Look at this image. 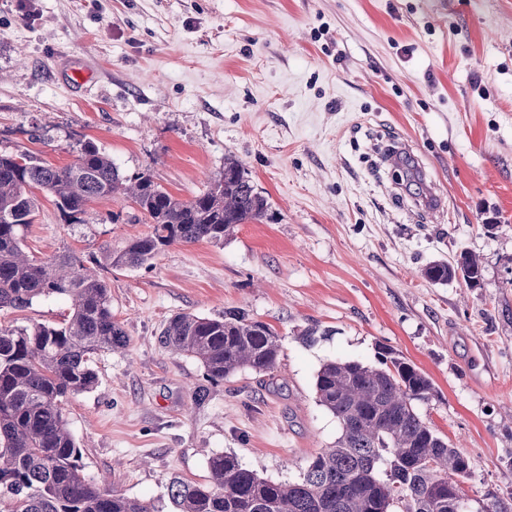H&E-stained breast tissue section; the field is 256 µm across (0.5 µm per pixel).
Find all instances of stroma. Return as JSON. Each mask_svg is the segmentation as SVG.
<instances>
[{
  "mask_svg": "<svg viewBox=\"0 0 512 512\" xmlns=\"http://www.w3.org/2000/svg\"><path fill=\"white\" fill-rule=\"evenodd\" d=\"M87 141L185 200L234 157L269 204L223 243L108 273L128 345L65 406L88 476L158 512L170 478L205 482L214 453L299 480L339 432L315 399L320 365L373 364L384 345L432 379L418 410L469 458L473 512L512 503V0H0V153L63 167ZM432 185L445 211L424 207ZM87 212L66 224L41 198L27 252L118 250L151 230L121 195ZM464 250L482 287L423 276ZM235 308L277 330L278 368L194 406L204 370L159 333ZM68 312L42 299L0 324ZM310 328L324 339L302 343Z\"/></svg>",
  "mask_w": 512,
  "mask_h": 512,
  "instance_id": "1",
  "label": "stroma"
}]
</instances>
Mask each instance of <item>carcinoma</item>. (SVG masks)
I'll return each instance as SVG.
<instances>
[{"mask_svg": "<svg viewBox=\"0 0 512 512\" xmlns=\"http://www.w3.org/2000/svg\"><path fill=\"white\" fill-rule=\"evenodd\" d=\"M37 190L53 198L66 224L88 223L89 201L123 194L152 231L90 257L97 273L70 250L36 259L24 246L39 210ZM267 210V199L233 157L206 191L184 200L147 171L124 178L91 141L64 167L27 153L0 154V310H24L42 298L70 302L58 324L0 326V512H154L84 473L65 416L70 396L97 384L95 357L127 347L104 272L141 267L174 243L221 242ZM459 273L468 287H482V261L466 250L453 265L423 270L437 283ZM160 344L202 365L197 406L209 399L210 387L241 369L273 373L281 354L276 329L243 309L215 317L179 313L161 331ZM314 392L340 433L310 458L300 480L272 481L235 455L216 453L206 482L171 479L172 512H467L470 460L418 413L416 403L429 401L434 385L415 364L387 346L376 365L329 359L316 373Z\"/></svg>", "mask_w": 512, "mask_h": 512, "instance_id": "1", "label": "carcinoma"}]
</instances>
